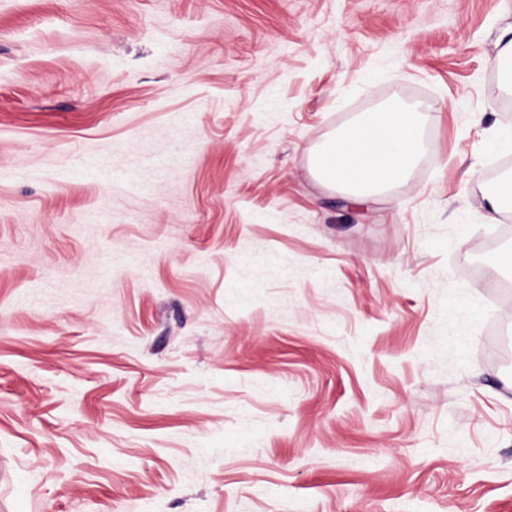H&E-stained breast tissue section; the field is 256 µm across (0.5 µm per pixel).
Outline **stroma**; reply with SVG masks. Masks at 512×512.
Listing matches in <instances>:
<instances>
[{"mask_svg": "<svg viewBox=\"0 0 512 512\" xmlns=\"http://www.w3.org/2000/svg\"><path fill=\"white\" fill-rule=\"evenodd\" d=\"M512 0H0V512H512ZM399 99L370 206L307 148ZM481 207L488 224H495L497 216L506 210H512V175L498 180L483 195Z\"/></svg>", "mask_w": 512, "mask_h": 512, "instance_id": "1", "label": "stroma"}]
</instances>
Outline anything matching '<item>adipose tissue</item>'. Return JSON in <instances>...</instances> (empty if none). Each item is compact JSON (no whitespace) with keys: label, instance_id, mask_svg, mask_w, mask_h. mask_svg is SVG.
<instances>
[{"label":"adipose tissue","instance_id":"obj_1","mask_svg":"<svg viewBox=\"0 0 512 512\" xmlns=\"http://www.w3.org/2000/svg\"><path fill=\"white\" fill-rule=\"evenodd\" d=\"M422 128L417 106L390 102L312 144L309 171L318 182L340 187L357 203L375 201L404 180L426 152Z\"/></svg>","mask_w":512,"mask_h":512}]
</instances>
